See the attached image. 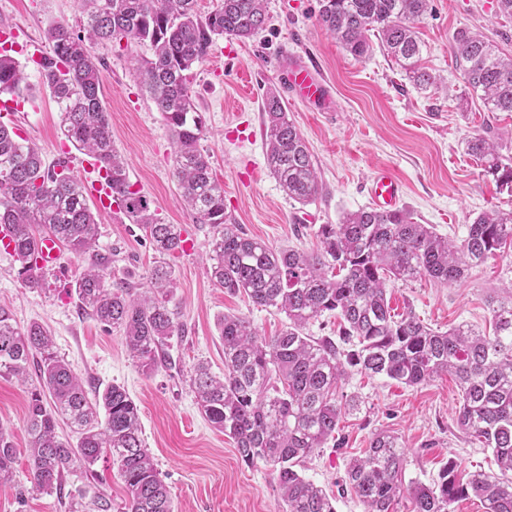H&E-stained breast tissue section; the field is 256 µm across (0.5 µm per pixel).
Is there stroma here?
Instances as JSON below:
<instances>
[{
  "label": "stroma",
  "instance_id": "35a3bbf8",
  "mask_svg": "<svg viewBox=\"0 0 512 512\" xmlns=\"http://www.w3.org/2000/svg\"><path fill=\"white\" fill-rule=\"evenodd\" d=\"M318 10L319 0H267L262 31L244 40L216 37L206 60L188 78L205 123L201 146L214 178L224 186L226 210L241 230L275 249L314 251L319 225L338 223L343 213L370 205V181L382 168L405 185L401 209L456 242L465 238L478 215L512 208V195L484 176L466 150L467 140L482 134L512 160V113L487 111L478 97L469 95L451 55L452 38L461 29L483 32L503 53L512 54V18L499 13L496 0H430L418 32L422 63L438 83L425 89L381 48L354 59L321 28ZM79 15V0H0V25L20 30L13 55L21 61L29 42H44L50 25H76ZM97 54L104 61L103 101L112 138L131 183L151 199L163 223L178 225L183 239L193 243L191 252L160 258L122 212H101L99 250L112 257V280L130 283L138 293L146 291L159 261L171 267V304L186 332L172 338L169 350L180 367L144 375L131 360L121 332L81 312L74 281L82 262L69 250H60L43 287L34 289L22 287L15 257L0 254V305L9 307L20 323L35 320L47 327L57 352L83 378L88 392L110 384L127 390L139 409L145 443L171 491L174 512H282L273 466L241 462L233 440L199 412L189 375L200 361L223 374L219 321L224 315L248 317L265 337L278 334L287 319L254 306L247 296L225 293L211 281L207 254L212 229L199 223L181 199L173 177L170 131L135 73L136 60L150 56L149 46L113 42L98 47ZM291 58L313 62L330 87L328 111L287 103L288 117L318 169L320 191L306 205L285 196L265 161L261 103L268 90L281 89L280 71ZM25 73L33 102L17 113L15 126L24 127L46 163L66 154L79 163L83 154L67 146L39 71L29 66ZM511 281L512 254L505 252L489 256L457 283H397L387 297L395 314L413 311L432 329L444 331L465 322L487 331L489 298ZM344 391L359 396L361 409L342 419L343 447L326 444L304 470L306 478L333 497L336 512H364L362 503L341 488L345 463L361 454L370 435L381 429L398 436L404 446L406 480L432 483L451 457L465 471L490 468V449L456 425L460 392L453 377L406 387L355 370ZM27 404V385L0 378V422L13 428L18 448L15 485L0 490V512H65L57 495L31 488ZM65 492L77 512H98L103 499L111 512H122L126 497L107 459L97 462L93 473L67 476Z\"/></svg>",
  "mask_w": 512,
  "mask_h": 512
}]
</instances>
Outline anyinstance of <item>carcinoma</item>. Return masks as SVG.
<instances>
[{
    "instance_id": "obj_1",
    "label": "carcinoma",
    "mask_w": 512,
    "mask_h": 512,
    "mask_svg": "<svg viewBox=\"0 0 512 512\" xmlns=\"http://www.w3.org/2000/svg\"><path fill=\"white\" fill-rule=\"evenodd\" d=\"M264 2L221 0L202 17L197 0H80L78 25L49 26V52L40 69L42 85L57 106L60 130L99 163L115 202L158 254L182 251L178 225L160 222L150 199L129 181L101 99L104 63L95 49L118 38L131 47L151 46L152 57L137 61L136 73L170 130L173 176L183 201L213 229L211 280L288 319L284 330L266 339L249 319L224 316V376L199 362L189 377L200 413L233 439L239 459L274 466L283 512H336L330 496L298 467L328 440L338 448L343 444L336 437L342 416L358 407L357 398L346 400L342 392L353 368L408 387L442 374L454 377L460 390L457 426L491 449L495 465L465 474L450 458L432 484L407 485L399 437L379 430L345 468V486L365 512H398L404 497L412 501V512H455L454 504L470 497L484 512H512V290L490 297L491 335L468 324L434 331L410 312L392 314L387 299L391 283L428 278L453 284L489 256L512 252V209L476 217L458 244L404 210L384 213L372 207L320 225L319 249L313 253L273 250L241 232L225 211L224 186L212 176L200 149L204 121L188 73L203 63L214 37L249 39L262 30ZM428 7L429 0H320L318 21L355 59L368 55L370 36L377 37L387 55L425 89L435 77L420 64L415 25ZM452 54L468 89L487 111L512 112V55L469 30L455 33ZM28 91L23 66L1 53L0 96ZM263 111L267 167L284 194L305 205L319 192L312 154L279 94H266ZM466 148L484 174L512 194V163L504 162L497 146L477 134ZM1 224L13 228L24 287L41 286L44 271L37 267L36 247L42 235L53 234L85 264L74 284L83 313L122 331L144 374L176 366L165 351L171 337L184 334L179 312L169 307L171 272L156 266L150 278L153 295L143 299L113 284L112 259L96 250L98 221L82 182L63 162L45 164L35 144L2 123ZM326 312L341 319L343 336L356 339V349L345 353L331 337L305 335L308 321ZM31 364L37 385L29 391L25 431L32 489L62 498L67 475L90 472L99 459L109 457L127 489L123 512H174L170 490L142 438L137 405L124 387L112 384L89 397L47 328L39 322L22 325L11 309L0 306V378L24 383ZM64 420L76 441L59 439L57 428ZM15 460L12 430L0 423V488L14 484Z\"/></svg>"
}]
</instances>
